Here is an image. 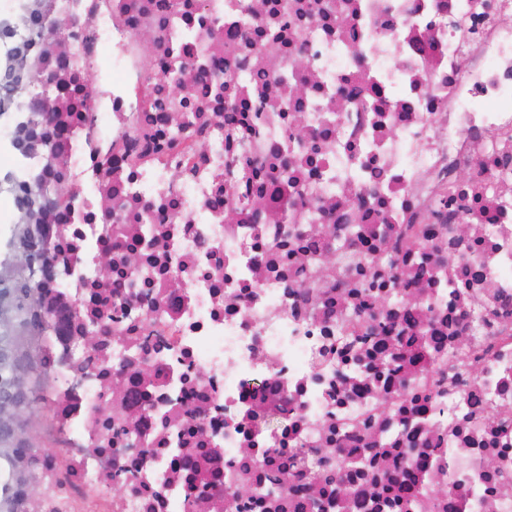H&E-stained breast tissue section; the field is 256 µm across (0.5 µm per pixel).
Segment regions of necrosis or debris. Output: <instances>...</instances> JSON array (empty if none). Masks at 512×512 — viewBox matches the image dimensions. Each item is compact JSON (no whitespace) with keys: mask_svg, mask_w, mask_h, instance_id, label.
Segmentation results:
<instances>
[{"mask_svg":"<svg viewBox=\"0 0 512 512\" xmlns=\"http://www.w3.org/2000/svg\"><path fill=\"white\" fill-rule=\"evenodd\" d=\"M43 3L22 104L64 135L23 160L74 201L20 512H512V111L475 101L512 98V0Z\"/></svg>","mask_w":512,"mask_h":512,"instance_id":"1","label":"necrosis or debris"}]
</instances>
